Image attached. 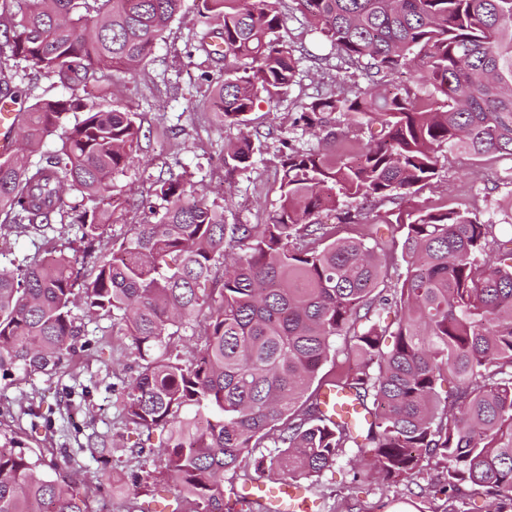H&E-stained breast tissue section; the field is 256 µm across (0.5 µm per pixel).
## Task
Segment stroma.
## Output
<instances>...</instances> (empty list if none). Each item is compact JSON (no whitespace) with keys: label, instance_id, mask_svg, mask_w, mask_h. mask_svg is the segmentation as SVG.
<instances>
[{"label":"stroma","instance_id":"1","mask_svg":"<svg viewBox=\"0 0 512 512\" xmlns=\"http://www.w3.org/2000/svg\"><path fill=\"white\" fill-rule=\"evenodd\" d=\"M196 25L195 6L186 0L150 61L135 74L116 75L106 83L115 100L136 112L141 150L138 163L118 179L132 204L117 213L100 238L80 246L86 274H93L102 256L119 247L132 225L150 220L149 211L135 201L150 197L154 180L167 171L183 176L188 190L205 191L209 200L223 206L225 223H264L279 205L280 139L305 147L319 144L317 137L294 124L300 103L319 88H350L345 71L312 66L310 58L320 54L322 38L306 34L304 19L288 13L281 34L307 59L286 93L260 97L249 115L248 127L264 134L255 145L253 165L227 177L224 148L237 141L244 128L222 123L209 107L208 89L199 85L198 70L184 53ZM447 202L491 221L499 239H511L512 158L492 156L477 166L465 154L444 150L431 184L412 189L404 200L376 203L366 225L342 224L326 214L321 220L335 225L337 236L363 231L377 239L389 255L386 279L394 283L407 267L394 227L397 217ZM67 243L64 233L50 231L33 238L0 224V265L23 266ZM73 315L85 334L76 338L68 366L49 374L17 371L0 378V430L16 432L43 449L46 460L88 492L96 512H163L176 506L178 493L160 474L159 450L167 441L166 431H142L128 424L122 413L123 386L139 362L130 339L110 317L89 318L80 305ZM92 439L107 447L106 458L92 455ZM355 455V449H346L333 468L310 480L322 512H483L486 506L485 497L467 488L451 499L438 492L442 467L436 461L423 462L412 480L387 484L356 476Z\"/></svg>","mask_w":512,"mask_h":512}]
</instances>
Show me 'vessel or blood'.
I'll list each match as a JSON object with an SVG mask.
<instances>
[{
	"label": "vessel or blood",
	"instance_id": "vessel-or-blood-1",
	"mask_svg": "<svg viewBox=\"0 0 512 512\" xmlns=\"http://www.w3.org/2000/svg\"><path fill=\"white\" fill-rule=\"evenodd\" d=\"M17 106L0 99V155L10 154L14 147ZM322 410L330 420L348 424L365 423L362 408L350 393L335 388L321 394ZM235 512H321L311 488L298 481H251L234 493Z\"/></svg>",
	"mask_w": 512,
	"mask_h": 512
}]
</instances>
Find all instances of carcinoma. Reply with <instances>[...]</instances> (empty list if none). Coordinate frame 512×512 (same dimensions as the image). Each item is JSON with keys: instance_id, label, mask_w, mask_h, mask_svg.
<instances>
[{"instance_id": "carcinoma-1", "label": "carcinoma", "mask_w": 512, "mask_h": 512, "mask_svg": "<svg viewBox=\"0 0 512 512\" xmlns=\"http://www.w3.org/2000/svg\"><path fill=\"white\" fill-rule=\"evenodd\" d=\"M184 0H0V84L16 67L71 90L19 110L24 147L0 156V223L42 236L54 224L90 242L127 200L117 178L138 157L141 127L107 102L101 81L143 67ZM186 45L214 114L245 126L260 94L296 82L303 58L280 35V0H194ZM328 52L318 66L354 70L366 88L316 90L295 125L315 148L282 142L279 206L263 224H226L224 210L181 176L155 181L154 220L98 266L77 250L0 268V373H51L81 335L73 306L124 327L141 359L125 386L127 422L169 429L165 474L189 512H224V475L256 448L271 478H312L358 448L360 473L408 480L444 464L445 491L466 484L512 512V250L495 225L455 203L397 221L407 270L384 279L374 246L333 237L319 216L340 198L394 200L432 180L438 149L480 161L512 156V0H292ZM224 61L213 77L206 64ZM417 68L427 91L376 92ZM368 118L369 139L336 148V116ZM58 137L59 147L42 150ZM254 154L246 134L224 153L229 176ZM394 308L398 321L375 318ZM189 362L172 345L198 318ZM393 337L390 349L383 339ZM356 367L319 376L336 338ZM454 390L440 403L437 384ZM349 391L372 420H326L323 386ZM0 512H94L89 496L14 433L0 431Z\"/></svg>"}]
</instances>
